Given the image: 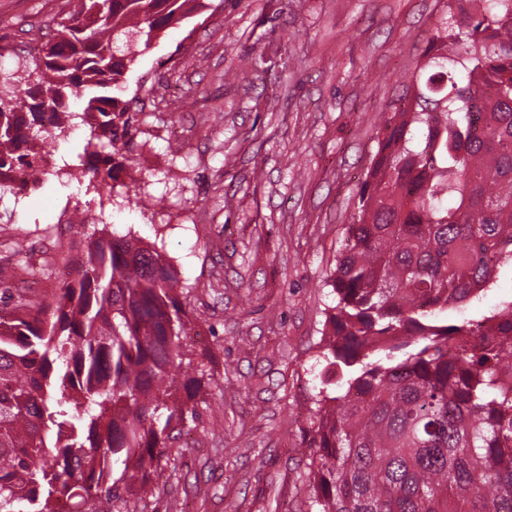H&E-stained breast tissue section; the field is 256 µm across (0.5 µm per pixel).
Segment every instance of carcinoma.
Listing matches in <instances>:
<instances>
[{
	"mask_svg": "<svg viewBox=\"0 0 512 512\" xmlns=\"http://www.w3.org/2000/svg\"><path fill=\"white\" fill-rule=\"evenodd\" d=\"M21 73L0 80V194L44 173L79 120L89 184L114 189L135 113L109 94L191 0H79ZM444 0L433 73L384 116L330 286L314 394L311 512H512V300L448 322L512 265V0ZM83 111L71 110L82 95ZM56 112L50 128L44 114ZM175 269L131 234L92 237L52 301L0 314V512H88L164 473L188 336ZM24 504L23 511L18 505Z\"/></svg>",
	"mask_w": 512,
	"mask_h": 512,
	"instance_id": "cac0c4a2",
	"label": "carcinoma"
}]
</instances>
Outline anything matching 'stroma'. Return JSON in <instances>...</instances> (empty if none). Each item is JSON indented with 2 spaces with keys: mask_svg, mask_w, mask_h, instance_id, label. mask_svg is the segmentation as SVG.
<instances>
[{
  "mask_svg": "<svg viewBox=\"0 0 512 512\" xmlns=\"http://www.w3.org/2000/svg\"><path fill=\"white\" fill-rule=\"evenodd\" d=\"M54 0H0V45L44 36ZM442 0H193L138 48L133 161L111 195L83 169L0 197V299L48 301L92 234L156 243L189 336L174 396L197 417L164 478L112 512H308L305 466L327 284L381 118L410 85ZM512 299V269L450 319Z\"/></svg>",
  "mask_w": 512,
  "mask_h": 512,
  "instance_id": "35a3bbf8",
  "label": "stroma"
}]
</instances>
